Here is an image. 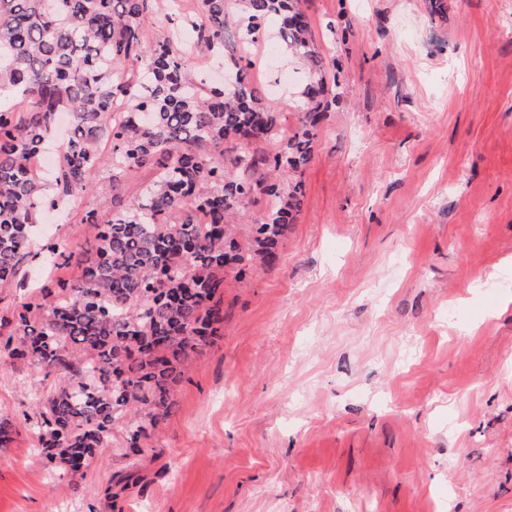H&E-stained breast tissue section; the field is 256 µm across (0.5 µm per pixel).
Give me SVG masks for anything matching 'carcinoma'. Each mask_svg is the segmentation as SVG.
<instances>
[{
  "label": "carcinoma",
  "mask_w": 512,
  "mask_h": 512,
  "mask_svg": "<svg viewBox=\"0 0 512 512\" xmlns=\"http://www.w3.org/2000/svg\"><path fill=\"white\" fill-rule=\"evenodd\" d=\"M202 7L199 24L174 4L158 13L156 0H0V286L22 284L40 215L94 191L91 172L112 168L114 204L126 177L152 173L111 219L84 213L91 239L43 240V262L73 265L79 277L24 303L0 333L1 365L24 361L58 379L32 425L36 451L55 471L80 474L119 421L127 453L139 452L173 412L191 362L221 336L224 269L275 266L304 203L291 174L311 162L333 91L303 0ZM148 18L194 40L148 43ZM273 19L308 75L287 136L237 46ZM198 49L224 50L223 87L208 90L187 69ZM60 112L71 130L46 179L32 160ZM268 143L277 151L266 152ZM261 199L263 216L242 244L239 226Z\"/></svg>",
  "instance_id": "obj_1"
}]
</instances>
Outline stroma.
Segmentation results:
<instances>
[{
	"mask_svg": "<svg viewBox=\"0 0 512 512\" xmlns=\"http://www.w3.org/2000/svg\"><path fill=\"white\" fill-rule=\"evenodd\" d=\"M338 98L274 267L224 280V336L141 456L53 475L29 432L57 385L0 369V512H512V0H305ZM245 48L297 125L305 73ZM95 194L48 219L89 239Z\"/></svg>",
	"mask_w": 512,
	"mask_h": 512,
	"instance_id": "35a3bbf8",
	"label": "stroma"
}]
</instances>
